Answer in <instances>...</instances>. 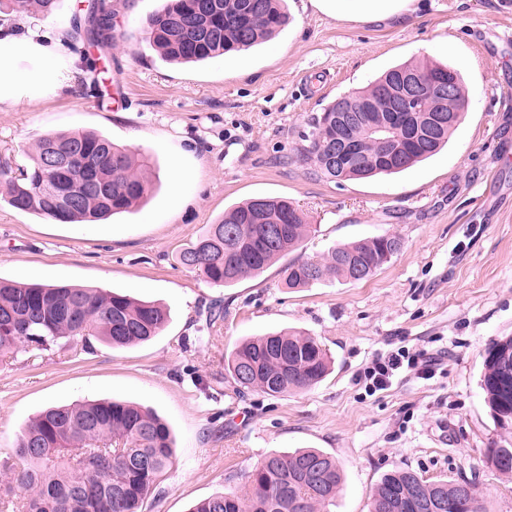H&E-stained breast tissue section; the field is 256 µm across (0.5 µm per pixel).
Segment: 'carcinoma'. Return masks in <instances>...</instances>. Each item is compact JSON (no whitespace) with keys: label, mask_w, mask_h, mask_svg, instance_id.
<instances>
[{"label":"carcinoma","mask_w":512,"mask_h":512,"mask_svg":"<svg viewBox=\"0 0 512 512\" xmlns=\"http://www.w3.org/2000/svg\"><path fill=\"white\" fill-rule=\"evenodd\" d=\"M283 0H165L141 21L146 41L162 58L176 63L200 62L233 51H246L271 37L290 21ZM56 0H0V13L18 17L50 16ZM111 0H96L70 37L112 53L120 36L114 29ZM420 71L446 76L444 64L409 62L386 70L353 99L372 97L378 110L389 111L388 88L400 74ZM467 95L462 79L445 105L463 116ZM333 100L311 119L307 144L300 151L309 173L336 182L392 175L439 153L456 125L438 129L427 143L413 142L399 157H390L376 135L358 125L349 137L363 143L356 164L324 161L333 129ZM93 159L83 172L73 167L61 177L49 163L48 148ZM27 166L0 163V187L13 208L60 224H96L129 211L148 194V161L136 150L92 132L72 131L37 139ZM76 192L79 200L63 207L59 198ZM311 233L301 210L282 197H258L224 212L177 260L207 283L227 287L261 273L285 258ZM400 238L381 234L333 247L320 258L290 260L280 269L289 288H307L328 278L359 281L357 266L376 270L396 256ZM168 312L151 302L97 288L28 285L0 278V360L23 348L46 350L60 341L91 340L113 347L147 342L159 335ZM512 354V336L489 347L481 387L500 428L512 430V383L502 379L500 359ZM331 357L312 336L280 331L246 339L226 360L225 370L241 393L280 396L322 381ZM18 470L0 464V512H142L155 495L160 477L171 466L173 441L168 424L136 403L91 400L50 407L17 437ZM497 470L512 474V443L504 442L490 459ZM342 474L336 459L317 448L274 452L246 474L244 487L197 501L190 512H329L340 492ZM483 512L481 494L469 480H427L409 469L383 474L369 512Z\"/></svg>","instance_id":"carcinoma-1"}]
</instances>
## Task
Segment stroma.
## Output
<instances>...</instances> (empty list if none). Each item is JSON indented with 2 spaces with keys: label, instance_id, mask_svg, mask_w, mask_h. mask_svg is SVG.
I'll list each match as a JSON object with an SVG mask.
<instances>
[{
  "label": "stroma",
  "instance_id": "obj_1",
  "mask_svg": "<svg viewBox=\"0 0 512 512\" xmlns=\"http://www.w3.org/2000/svg\"><path fill=\"white\" fill-rule=\"evenodd\" d=\"M387 25L339 22L287 0L278 36L199 65L162 60L140 22L163 0H112L118 31L110 83L94 90L83 64L62 60L63 93L0 105V161L27 164L43 134L97 132L146 149L153 189L109 227L52 224L0 197V277L103 288L168 308L152 341L19 351L0 362V461L14 468L17 433L52 405L114 399L164 418L174 462L144 512H188L240 487L273 452L318 448L343 473L332 512H368L384 472L466 479L484 512H512V474L486 450L505 436L481 388L492 342L512 336V0H424ZM405 61L445 63L467 91L447 148L397 175L334 182L296 160L322 105ZM185 172L184 187L175 176ZM283 196L313 231L298 249L388 233L402 250L368 280L285 287L279 265L222 288L177 261L229 206ZM226 314L200 337L209 306ZM283 330L316 337L332 357L314 387L284 396L236 394L224 359L242 340ZM440 365L401 373L374 394L361 376L398 348Z\"/></svg>",
  "mask_w": 512,
  "mask_h": 512
}]
</instances>
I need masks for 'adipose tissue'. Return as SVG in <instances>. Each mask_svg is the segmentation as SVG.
Listing matches in <instances>:
<instances>
[{"mask_svg": "<svg viewBox=\"0 0 512 512\" xmlns=\"http://www.w3.org/2000/svg\"><path fill=\"white\" fill-rule=\"evenodd\" d=\"M311 8L329 18L360 23L390 22L415 13L421 0H308ZM66 51L63 32L50 31L40 26L20 24L0 28V104L15 101L21 86L13 76L18 57L38 55L47 61L42 91L56 95L67 87L54 67L55 61Z\"/></svg>", "mask_w": 512, "mask_h": 512, "instance_id": "1", "label": "adipose tissue"}]
</instances>
